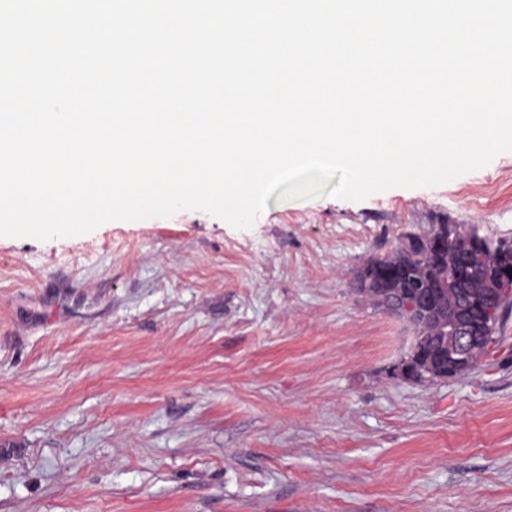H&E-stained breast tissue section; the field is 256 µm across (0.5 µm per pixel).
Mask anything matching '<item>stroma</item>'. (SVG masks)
I'll list each match as a JSON object with an SVG mask.
<instances>
[{"instance_id":"stroma-1","label":"stroma","mask_w":512,"mask_h":512,"mask_svg":"<svg viewBox=\"0 0 512 512\" xmlns=\"http://www.w3.org/2000/svg\"><path fill=\"white\" fill-rule=\"evenodd\" d=\"M437 224L512 239V153L361 202L271 196L0 238V512H512V318L460 378L354 278Z\"/></svg>"}]
</instances>
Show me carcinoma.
<instances>
[{"mask_svg":"<svg viewBox=\"0 0 512 512\" xmlns=\"http://www.w3.org/2000/svg\"><path fill=\"white\" fill-rule=\"evenodd\" d=\"M462 260L473 261L478 266L476 292L502 281L512 283V278L508 277V272L512 270V255L505 254L501 242L462 232L451 237L443 236L437 250L421 243L411 248L403 247L391 255L372 258L359 270L356 280L369 283V290L365 294L375 300L381 290L405 291L408 285L415 282L433 285L439 278H449ZM510 312L512 305H507L493 319L490 335L473 346L469 366L455 369L445 367L443 374L453 378L474 369L479 359L487 353L489 345L496 341L495 334L503 327Z\"/></svg>","mask_w":512,"mask_h":512,"instance_id":"cac0c4a2","label":"carcinoma"}]
</instances>
